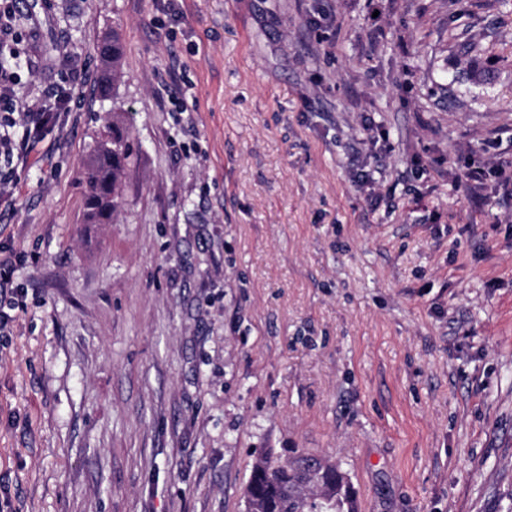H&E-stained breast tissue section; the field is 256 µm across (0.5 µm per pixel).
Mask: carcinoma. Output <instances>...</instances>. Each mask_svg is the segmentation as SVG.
<instances>
[{
    "label": "carcinoma",
    "mask_w": 512,
    "mask_h": 512,
    "mask_svg": "<svg viewBox=\"0 0 512 512\" xmlns=\"http://www.w3.org/2000/svg\"><path fill=\"white\" fill-rule=\"evenodd\" d=\"M100 95L110 96L120 76L119 34L103 41ZM103 130L90 145L79 182L84 223L110 224L118 211L121 179L131 156L128 131L117 116H103ZM244 497L254 512H355V494L348 474L327 459L304 454L273 466L258 461L247 480Z\"/></svg>",
    "instance_id": "cac0c4a2"
}]
</instances>
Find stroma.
<instances>
[{"label":"stroma","instance_id":"stroma-1","mask_svg":"<svg viewBox=\"0 0 512 512\" xmlns=\"http://www.w3.org/2000/svg\"><path fill=\"white\" fill-rule=\"evenodd\" d=\"M335 5L319 44L322 0H17V108L86 80L9 132L0 512H244L258 458L303 454L358 512H512V206L454 186L512 161V0ZM112 110L132 156L86 224ZM101 48V77L99 84L100 95L103 98L109 97L115 83L120 76V65L122 56V46L119 34L112 33V40L105 39ZM18 118L24 122V136L29 140L35 138L42 128L54 119V112L41 107L28 106L23 112H18ZM103 120L100 136L90 145L79 182L84 223L111 224L118 211L121 179L131 156L128 131L115 114ZM14 275V265L10 258L0 260V328L2 322L8 321L10 316L2 311V299L6 301L12 298L15 288L12 287Z\"/></svg>","mask_w":512,"mask_h":512}]
</instances>
